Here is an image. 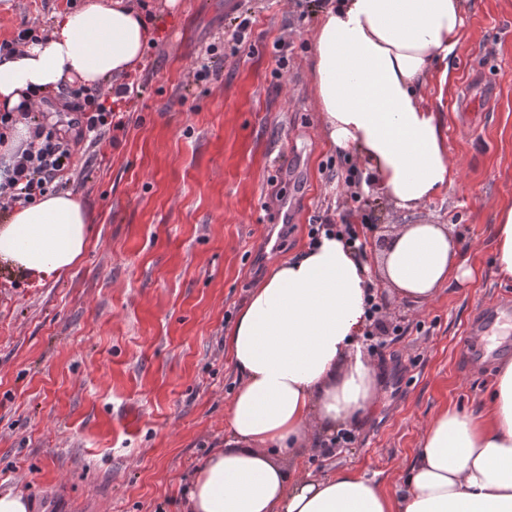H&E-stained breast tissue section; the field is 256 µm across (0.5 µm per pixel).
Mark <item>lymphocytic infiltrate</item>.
<instances>
[{
	"label": "lymphocytic infiltrate",
	"instance_id": "lymphocytic-infiltrate-1",
	"mask_svg": "<svg viewBox=\"0 0 512 512\" xmlns=\"http://www.w3.org/2000/svg\"><path fill=\"white\" fill-rule=\"evenodd\" d=\"M62 96L67 108L76 115L74 136L63 134L58 123L33 121L29 142L14 155L11 176L0 183V209L28 204L47 193L51 184L70 181L75 150L87 141L94 145L115 143L116 132L125 129L123 115L107 108L99 94L79 88L64 90ZM370 228L365 220L355 223L346 216L336 223L325 217L309 226L308 238L313 241L321 232H336L361 257L365 254L366 233Z\"/></svg>",
	"mask_w": 512,
	"mask_h": 512
}]
</instances>
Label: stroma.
<instances>
[{
	"instance_id": "35a3bbf8",
	"label": "stroma",
	"mask_w": 512,
	"mask_h": 512,
	"mask_svg": "<svg viewBox=\"0 0 512 512\" xmlns=\"http://www.w3.org/2000/svg\"><path fill=\"white\" fill-rule=\"evenodd\" d=\"M84 0H0V40L22 20L50 30ZM316 0H184L141 68L129 119L102 160L72 158L67 190L92 226L87 252L37 283L0 265V491L34 512H182V489L224 445L239 376L224 337L267 270L308 246L310 224L340 220L356 158L326 144L309 45ZM252 21L234 46L237 16ZM286 65H279V54ZM210 68L198 83L195 69ZM492 99L466 114V90ZM458 171L412 214L369 195L372 221L450 224L478 277L413 303L379 288L383 395L351 443L305 454L313 475L351 469L390 491L440 409H478L496 364L463 359L476 307L512 297L493 266L490 227L512 203V0H471L447 82L424 90ZM290 203V219L281 215Z\"/></svg>"
}]
</instances>
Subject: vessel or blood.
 I'll list each match as a JSON object with an SVG mask.
<instances>
[{
    "label": "vessel or blood",
    "mask_w": 512,
    "mask_h": 512,
    "mask_svg": "<svg viewBox=\"0 0 512 512\" xmlns=\"http://www.w3.org/2000/svg\"><path fill=\"white\" fill-rule=\"evenodd\" d=\"M504 327L512 330V299L505 298L478 306L461 338L465 359L482 364L495 360L511 348L512 333L508 336L501 335L500 330Z\"/></svg>",
    "instance_id": "b4317fda"
}]
</instances>
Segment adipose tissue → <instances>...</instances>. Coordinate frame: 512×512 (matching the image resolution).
I'll use <instances>...</instances> for the list:
<instances>
[{"instance_id": "1", "label": "adipose tissue", "mask_w": 512, "mask_h": 512, "mask_svg": "<svg viewBox=\"0 0 512 512\" xmlns=\"http://www.w3.org/2000/svg\"><path fill=\"white\" fill-rule=\"evenodd\" d=\"M470 0H333L321 7L310 73L327 143L355 154L374 192L412 212L456 171L433 107L421 94L435 64L451 66ZM156 15L149 0H85L47 37L0 58V112H22L76 82L127 81ZM76 195L50 193L0 217V263L38 281L59 279L89 244ZM492 232L499 275L512 277V204ZM477 269L445 224H403L388 249L360 259L320 237L270 269L224 344L240 377L225 413L224 448L186 488V512H512V357L502 358L481 409L445 408L426 424L393 492L350 471L301 475L297 461L339 429L360 427L382 397L380 371L359 338L377 284L405 300L432 298Z\"/></svg>"}]
</instances>
